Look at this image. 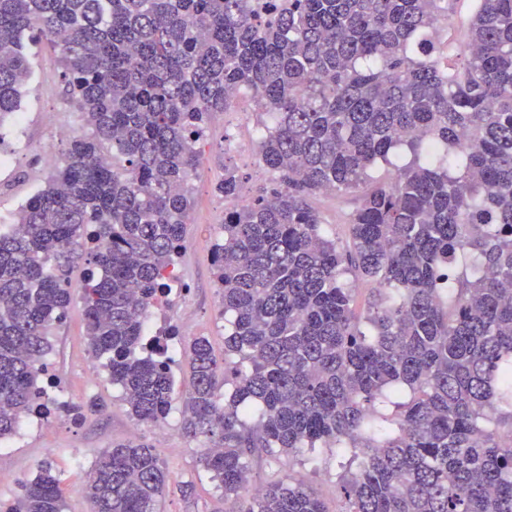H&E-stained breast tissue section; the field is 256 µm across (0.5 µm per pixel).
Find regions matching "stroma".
<instances>
[{
  "label": "stroma",
  "instance_id": "35a3bbf8",
  "mask_svg": "<svg viewBox=\"0 0 512 512\" xmlns=\"http://www.w3.org/2000/svg\"><path fill=\"white\" fill-rule=\"evenodd\" d=\"M31 73L19 112L0 127V151L7 156L0 164V225L12 223L27 198L45 186L60 166L68 148L57 139L55 129L70 125L75 135L85 133L82 117L60 78L57 53L48 39L30 46ZM260 126L250 96H241L230 111L213 113L208 128L197 143L200 162L190 179L192 210L178 260L179 283L161 304L168 325L178 329L171 373L174 382L172 411L165 422L166 435L155 424L136 421L122 399L119 387L107 379L105 367L89 373L86 322L79 302L89 269L86 261L75 263L69 278L74 302L53 330V350L47 357L58 388L76 403L95 405L82 420L55 414L49 428L36 427L22 418L9 448L0 456V469L9 480L0 481V502L11 503L20 484L32 479L39 464L50 462L59 480L66 512H89L80 492L87 472L98 454L112 443L136 440L152 446L168 471L166 492L159 512H230L224 491L206 475L199 463L205 438L184 436L180 429L183 397L188 386L189 345L198 336L207 337L216 359L224 357V326L220 296L214 285L213 250L220 239L225 202L215 186L224 176L225 161L248 173V189L268 184L270 172L257 152L242 151L245 143L258 144ZM349 469V457L335 448H306L295 457H275L256 450L249 457L253 484L265 486L288 479L304 480L326 503L330 512H342L344 500L338 489L340 475Z\"/></svg>",
  "mask_w": 512,
  "mask_h": 512
}]
</instances>
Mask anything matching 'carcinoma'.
I'll list each match as a JSON object with an SVG mask.
<instances>
[{
    "mask_svg": "<svg viewBox=\"0 0 512 512\" xmlns=\"http://www.w3.org/2000/svg\"><path fill=\"white\" fill-rule=\"evenodd\" d=\"M456 0H0V126L29 76L25 34L50 38L88 133L0 230V439L34 409L49 333L81 303L92 355L133 417L171 410L172 328L146 335L183 249L189 177L209 116L254 94L273 173L224 166L213 252L219 365L192 340L181 430L237 512H329L303 482L249 493L256 448H357L345 512H512V0H474L466 39H440ZM405 150L408 165L370 181ZM352 195L347 240L311 198ZM355 273L376 285L355 311ZM235 388L224 402L219 376ZM408 388L391 430L378 400ZM509 411H500L501 405ZM163 462L147 444L102 451L80 486L90 512H155ZM0 512H65L50 463Z\"/></svg>",
    "mask_w": 512,
    "mask_h": 512,
    "instance_id": "obj_1",
    "label": "carcinoma"
}]
</instances>
